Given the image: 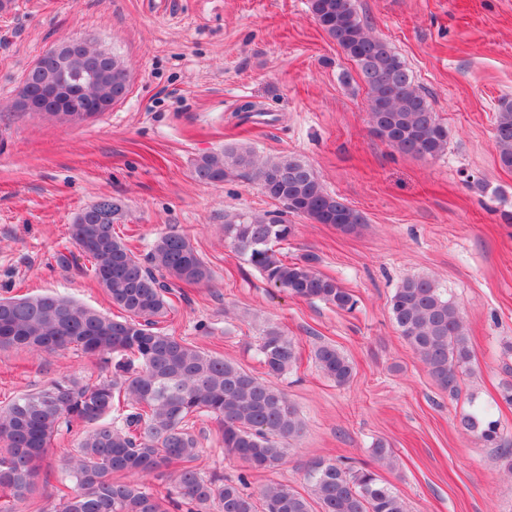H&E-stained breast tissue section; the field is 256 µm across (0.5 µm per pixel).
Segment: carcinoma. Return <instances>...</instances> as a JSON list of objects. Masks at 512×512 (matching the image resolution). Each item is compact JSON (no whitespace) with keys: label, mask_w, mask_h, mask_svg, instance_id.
Returning a JSON list of instances; mask_svg holds the SVG:
<instances>
[{"label":"carcinoma","mask_w":512,"mask_h":512,"mask_svg":"<svg viewBox=\"0 0 512 512\" xmlns=\"http://www.w3.org/2000/svg\"><path fill=\"white\" fill-rule=\"evenodd\" d=\"M309 10L367 88L371 133L404 154L442 155L447 126L390 44L366 31L354 0H309ZM65 77L80 80L83 95L95 101L118 102L129 90L127 67L117 57L66 41L28 70L15 109L27 111V100L44 98ZM493 146L500 165L512 169L511 101H502L495 114ZM233 172L252 177L263 194L315 224L351 232L364 223L361 213L329 192L312 166L295 156L259 161L251 148L231 145L201 155L194 167L198 181L215 186ZM121 214L120 202L103 197L81 209L68 227L71 243L91 263L93 280L121 316L55 293L0 297V348L36 356L74 348L100 357L110 369L109 378L96 384L64 376L0 405V512H18V505L34 497L47 449L76 427L77 454L60 472L61 485H73V492L61 496L54 512H407L404 499L375 470L341 460L314 463L307 493L270 483L255 494L245 473L230 479L201 472L193 427L203 417L220 424L225 452L248 470L272 472L283 464L286 445L304 426L275 380L296 364L297 343L279 326H267L258 345L264 376L258 377L158 328L182 285L205 283L211 271L189 239L175 231L158 235L137 256L114 231ZM293 232L292 225L266 215L224 217L225 238L268 284L353 310L354 295L317 269L316 255L291 261L282 255L278 245ZM390 312L434 382L457 393L473 351L456 301L433 280L410 277L395 289ZM312 358L336 385L351 380L352 363L335 345L317 344ZM460 424L482 447L500 450L512 474V448L499 421L473 406ZM370 451L378 463L393 461V448L383 438ZM173 464L166 494L144 482Z\"/></svg>","instance_id":"carcinoma-1"}]
</instances>
